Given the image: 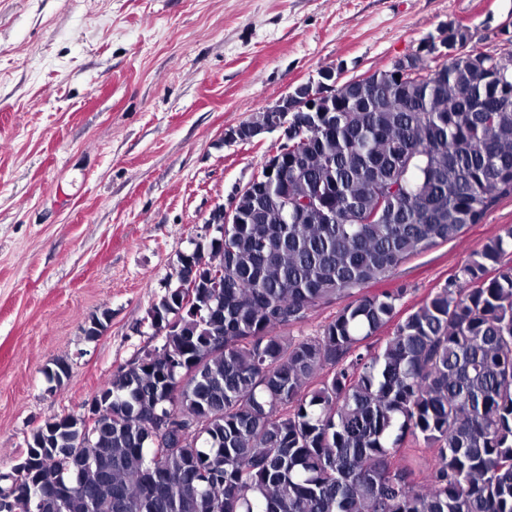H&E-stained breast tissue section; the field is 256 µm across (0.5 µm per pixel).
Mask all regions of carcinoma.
Returning <instances> with one entry per match:
<instances>
[{
	"label": "carcinoma",
	"mask_w": 512,
	"mask_h": 512,
	"mask_svg": "<svg viewBox=\"0 0 512 512\" xmlns=\"http://www.w3.org/2000/svg\"><path fill=\"white\" fill-rule=\"evenodd\" d=\"M443 42L439 67L415 53L289 114L288 210L270 175L180 256L176 282L202 268L191 301L166 287L163 344L112 371L100 428L32 432V467L0 474L14 512H512V225L404 317L407 288L368 291L512 196V78L477 67L467 26ZM164 405L201 437L153 447Z\"/></svg>",
	"instance_id": "cac0c4a2"
}]
</instances>
